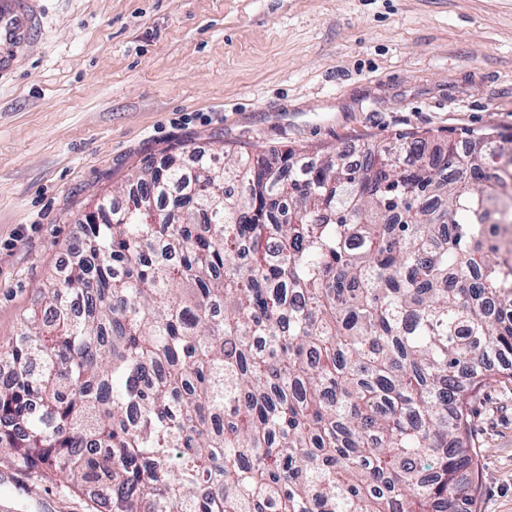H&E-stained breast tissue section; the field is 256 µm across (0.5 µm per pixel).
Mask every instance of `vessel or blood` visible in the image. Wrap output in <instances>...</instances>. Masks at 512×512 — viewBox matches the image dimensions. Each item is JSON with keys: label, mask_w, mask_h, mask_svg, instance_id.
<instances>
[{"label": "vessel or blood", "mask_w": 512, "mask_h": 512, "mask_svg": "<svg viewBox=\"0 0 512 512\" xmlns=\"http://www.w3.org/2000/svg\"><path fill=\"white\" fill-rule=\"evenodd\" d=\"M41 27L38 0H0V81L15 74Z\"/></svg>", "instance_id": "vessel-or-blood-1"}]
</instances>
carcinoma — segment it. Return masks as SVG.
I'll use <instances>...</instances> for the list:
<instances>
[{"label":"carcinoma","instance_id":"cac0c4a2","mask_svg":"<svg viewBox=\"0 0 512 512\" xmlns=\"http://www.w3.org/2000/svg\"><path fill=\"white\" fill-rule=\"evenodd\" d=\"M427 144L146 167L0 345V450L112 512H473L471 403L512 378V169Z\"/></svg>","mask_w":512,"mask_h":512}]
</instances>
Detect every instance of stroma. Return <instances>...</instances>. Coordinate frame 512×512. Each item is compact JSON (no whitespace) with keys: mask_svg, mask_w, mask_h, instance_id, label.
Segmentation results:
<instances>
[{"mask_svg":"<svg viewBox=\"0 0 512 512\" xmlns=\"http://www.w3.org/2000/svg\"><path fill=\"white\" fill-rule=\"evenodd\" d=\"M0 83V344L81 251L80 226L169 148L312 160L424 134L512 156V0H40ZM476 512H512V381L472 403ZM0 453V512H104Z\"/></svg>","mask_w":512,"mask_h":512,"instance_id":"35a3bbf8","label":"stroma"}]
</instances>
